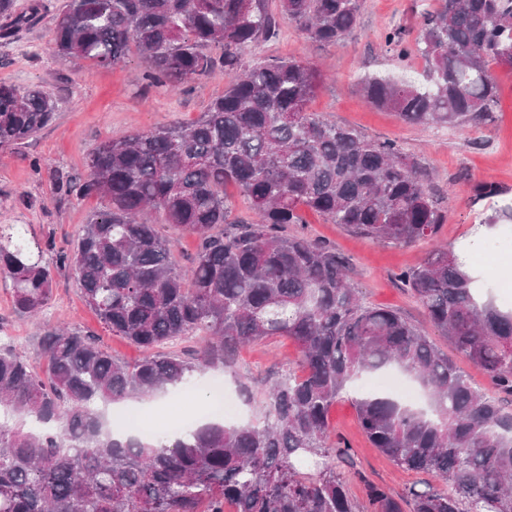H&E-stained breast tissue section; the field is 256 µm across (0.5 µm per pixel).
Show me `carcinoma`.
Returning a JSON list of instances; mask_svg holds the SVG:
<instances>
[{
    "label": "carcinoma",
    "mask_w": 512,
    "mask_h": 512,
    "mask_svg": "<svg viewBox=\"0 0 512 512\" xmlns=\"http://www.w3.org/2000/svg\"><path fill=\"white\" fill-rule=\"evenodd\" d=\"M359 10L360 0H67L52 17L61 58L113 66L133 45L150 84L178 91L218 67L229 82L196 121L105 139L84 179L58 184L104 206L55 258L18 230L0 237V278L19 316L46 308L51 264H60L112 335L145 352L122 362L96 338L51 326L40 337V375L0 344V512H359L341 471L349 447L330 441L329 413L352 381L390 366L420 384L429 409L363 397L359 427L399 469L437 484L397 498L369 483L372 512H512V411L399 312L366 304L336 250L281 233L302 223L303 207L377 243L409 245L444 221L432 173L396 142L309 111L322 84L314 63L243 61L277 35L281 18L329 46ZM0 18L7 41L43 19L42 4L19 13L0 0ZM385 44L402 63L417 52L426 74L418 84L363 80L370 104L410 124L484 126L498 100L489 64L512 67V0H439L413 47L399 27ZM54 111L39 87L0 82V148L35 136ZM227 184L248 197L251 221L230 219ZM472 193L480 201L501 191L479 181ZM147 210L197 238L188 268L175 241L143 219ZM511 220L505 203L484 224ZM398 279L454 349L512 395V310L483 298L445 246ZM274 336L297 343L298 369L256 392L241 384L257 408L251 422L153 442L115 436L112 404L180 388ZM190 338L199 347L188 357L163 351Z\"/></svg>",
    "instance_id": "obj_1"
}]
</instances>
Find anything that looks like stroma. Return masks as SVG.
<instances>
[{
	"instance_id": "stroma-1",
	"label": "stroma",
	"mask_w": 512,
	"mask_h": 512,
	"mask_svg": "<svg viewBox=\"0 0 512 512\" xmlns=\"http://www.w3.org/2000/svg\"><path fill=\"white\" fill-rule=\"evenodd\" d=\"M437 5L438 0H361L355 27L333 46L306 40L295 23L284 19L278 36L252 47L244 61L251 65L292 57L317 64L324 80L309 104L310 111L375 140L397 141L407 155L432 171V191L445 215L434 239L410 246L376 243L309 210L303 213V223L285 225L282 232L336 249L348 259L366 303L397 309L443 348L446 340L398 275L416 266L434 242L455 251L474 234L483 233L486 205L473 202L474 182L496 183L512 198V69L492 66L499 99L491 122L480 130L466 125L413 126L394 112L367 104L359 91L360 81L369 75L404 73L421 78L424 60L414 55L407 67H400L384 37L388 27L398 26L407 41H414L421 14ZM50 39L49 23L44 20L10 41H0V81L41 86L57 101L52 120L36 136L0 148V224L21 225L29 235L58 250L101 206L98 198L60 192L58 177L85 178L88 158L105 137L195 121L210 101L223 95L229 78L218 69L183 91L168 92L140 81L145 62L137 50H130L123 62L111 67L89 61L73 64L54 55ZM52 288L42 321H28L14 314L9 284L0 279V338H10L36 370L45 367L38 344L45 322L93 333L119 359L132 362L141 357L139 348L112 335L86 306L71 269L53 268ZM298 356L296 343L287 337L251 343L240 349L236 366L225 371V386L235 395L238 381L262 385L283 362H296ZM363 395L359 387H352L330 410L332 439L352 450L343 466L351 497L365 503L369 483L398 496L406 495L409 488L433 484V476L399 470L373 448L358 427L353 406L354 399Z\"/></svg>"
}]
</instances>
